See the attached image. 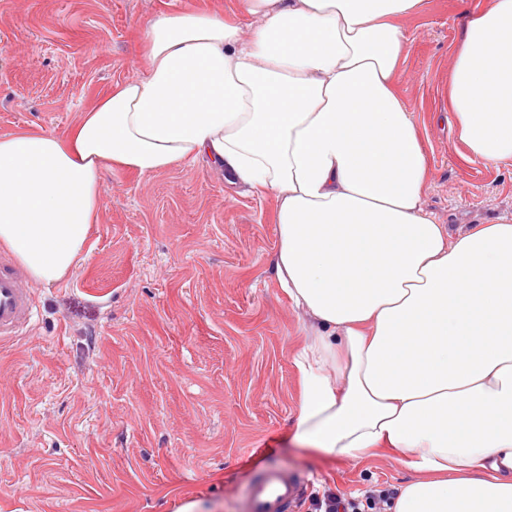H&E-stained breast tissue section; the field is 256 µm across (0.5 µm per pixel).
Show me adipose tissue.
I'll use <instances>...</instances> for the list:
<instances>
[{
    "mask_svg": "<svg viewBox=\"0 0 512 512\" xmlns=\"http://www.w3.org/2000/svg\"><path fill=\"white\" fill-rule=\"evenodd\" d=\"M250 33L175 12L144 71L65 134L0 137V244L33 282L91 251L104 170L206 160L273 191V274L307 316L294 445L331 460L400 452L388 512H512V217L450 234L397 89L425 0H238ZM461 156L512 164V0L468 14L448 70Z\"/></svg>",
    "mask_w": 512,
    "mask_h": 512,
    "instance_id": "ef3b65f1",
    "label": "adipose tissue"
}]
</instances>
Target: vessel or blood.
I'll use <instances>...</instances> for the list:
<instances>
[{"mask_svg":"<svg viewBox=\"0 0 512 512\" xmlns=\"http://www.w3.org/2000/svg\"><path fill=\"white\" fill-rule=\"evenodd\" d=\"M35 304L24 273L11 255L0 251V342L25 334L32 326ZM309 481L283 468L258 471L245 488L242 512H295L307 495Z\"/></svg>","mask_w":512,"mask_h":512,"instance_id":"vessel-or-blood-1","label":"vessel or blood"}]
</instances>
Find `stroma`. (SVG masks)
<instances>
[{"label":"stroma","mask_w":512,"mask_h":512,"mask_svg":"<svg viewBox=\"0 0 512 512\" xmlns=\"http://www.w3.org/2000/svg\"><path fill=\"white\" fill-rule=\"evenodd\" d=\"M238 0H0V135L65 133L140 72L150 21L239 18ZM478 0H426L398 89L429 163L426 207L452 232L512 213V166L459 154L442 108L451 49ZM89 257L31 284L35 322L0 343V512H241L268 466L361 505L408 480L399 455L357 464L294 448L303 315L274 279L273 192L232 188L202 160L152 176L107 172Z\"/></svg>","instance_id":"1"}]
</instances>
